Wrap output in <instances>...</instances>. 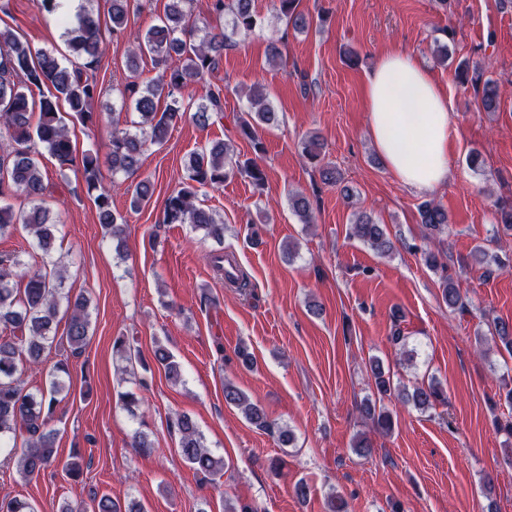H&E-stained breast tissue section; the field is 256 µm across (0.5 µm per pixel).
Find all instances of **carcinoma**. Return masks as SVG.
<instances>
[{"mask_svg":"<svg viewBox=\"0 0 512 512\" xmlns=\"http://www.w3.org/2000/svg\"><path fill=\"white\" fill-rule=\"evenodd\" d=\"M191 0H172L164 17L154 21L132 46V68L135 62L148 54L162 64L175 58L178 65L160 78L140 86L130 82L119 90L122 100H131L139 114L136 131L125 128L112 129V148L106 158L97 154L80 152L73 144L59 112L60 104L82 124L95 121L91 111L92 101L100 94L92 72L103 54L106 35L124 32L127 26V0H112L109 23L101 26L100 20L87 10L76 14L74 20L61 16L66 25L68 46L80 59L69 67L60 64L51 53L32 55L30 47L21 42L11 31L0 29V197L18 195L34 206L27 211L15 212L10 206H0V235L22 227L41 252L42 266L34 268L15 256L0 257V324L10 329L11 335L0 336V455L16 459L17 471L25 480L40 477L48 469L63 465L71 477L79 474L77 463L60 462L56 448L57 432L56 395L65 389L61 375L68 374V362L58 360L50 368L49 391L36 396L25 390V368L39 366L46 359L56 337L57 317L61 306L69 313L66 340L71 353L77 355L87 343L91 330L89 300L83 295L71 297L63 292L65 270L50 266V253L54 247L60 220L40 205L46 195L39 153L31 142L38 140L60 168L80 167L84 171L86 193L94 198L99 222L107 237L116 242V251L123 247L125 225L118 223L112 211L110 190L103 183L101 168L107 166L112 173L129 177L140 169V157L150 145H162L170 132L186 117L191 106L183 105L180 96L188 86L203 79L217 68L230 46L232 36L248 34L261 24L254 11L253 0H214L213 11L230 15V32L213 27L204 33L191 20ZM299 0H274L277 14L286 20L295 32L310 28V19L298 10ZM461 85L471 86L478 100L479 111L494 112L498 108V82L483 78L478 72H469L465 63L457 67ZM43 85L54 89L49 96L34 99L33 88ZM169 100L159 107L161 100ZM223 89L209 91L207 103L196 106L192 119L205 125L212 113L223 111ZM251 121L240 125L242 136L251 140L257 152L264 151L257 136V128L278 123V112L267 101L263 90L253 89L248 96ZM39 110L37 124H32L34 110ZM300 152L313 167L319 168L321 181L327 185L338 182L336 170L322 165V144L314 134L299 142ZM233 153L230 145L217 141L190 155L188 176L183 186L170 195L165 203L163 224H189L203 232V236L218 243L224 240V224L213 214L197 205L198 194L206 187L220 186L234 173ZM153 194V184L147 177L138 178L131 192V207L137 209L147 204ZM291 207L303 223H311V200L299 192L289 195ZM420 223L432 234L448 229V212L440 205L426 201L419 207ZM352 233L372 250L387 255L394 248L386 226L372 216L362 213L352 225ZM442 300L450 310L462 306L459 288L446 278L441 283ZM155 359L168 379L182 381V370L174 355L159 346ZM371 370L377 392L386 396L391 392V380L379 361L372 362ZM413 405L427 411L446 402L443 388L437 382L414 387L408 395ZM224 401L241 410L245 418L260 428L270 426L263 409L252 402L231 383L224 384ZM366 413L377 416V425L384 432L392 430L389 412L376 410L368 403ZM178 436V452L182 460L196 473L213 477L221 473L224 460L215 456L203 444V437L195 422L187 415H179L170 424ZM0 512H37L32 504L16 498H1ZM56 512H144L141 504L123 503L108 495L91 498L90 503L65 501Z\"/></svg>","mask_w":512,"mask_h":512,"instance_id":"carcinoma-1","label":"carcinoma"}]
</instances>
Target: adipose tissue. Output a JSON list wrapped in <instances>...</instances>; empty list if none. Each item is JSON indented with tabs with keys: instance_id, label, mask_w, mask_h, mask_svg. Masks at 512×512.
Listing matches in <instances>:
<instances>
[{
	"instance_id": "ef3b65f1",
	"label": "adipose tissue",
	"mask_w": 512,
	"mask_h": 512,
	"mask_svg": "<svg viewBox=\"0 0 512 512\" xmlns=\"http://www.w3.org/2000/svg\"><path fill=\"white\" fill-rule=\"evenodd\" d=\"M368 122L378 153L407 188L430 193L451 176V114L444 89L414 53L379 55L366 75Z\"/></svg>"
}]
</instances>
